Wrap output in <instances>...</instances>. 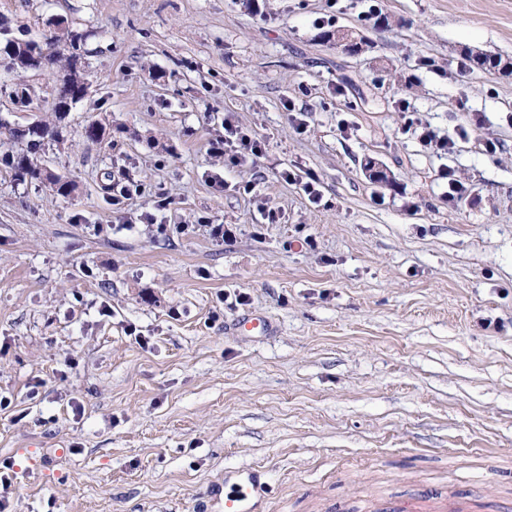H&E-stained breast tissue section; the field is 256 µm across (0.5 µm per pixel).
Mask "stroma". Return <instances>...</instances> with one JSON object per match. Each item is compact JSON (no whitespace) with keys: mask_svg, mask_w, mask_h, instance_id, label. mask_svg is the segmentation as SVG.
Instances as JSON below:
<instances>
[{"mask_svg":"<svg viewBox=\"0 0 512 512\" xmlns=\"http://www.w3.org/2000/svg\"><path fill=\"white\" fill-rule=\"evenodd\" d=\"M55 16L90 92L39 157L74 192L0 167L6 512H203L247 468L267 512L511 501L512 75L457 63L512 59V0H0L34 38ZM60 77L8 76L31 101L0 115L50 116ZM228 118L260 156L211 153ZM472 499H453L448 501V495L439 490L414 495L410 498L395 502L383 508V512H472Z\"/></svg>","mask_w":512,"mask_h":512,"instance_id":"obj_1","label":"stroma"}]
</instances>
